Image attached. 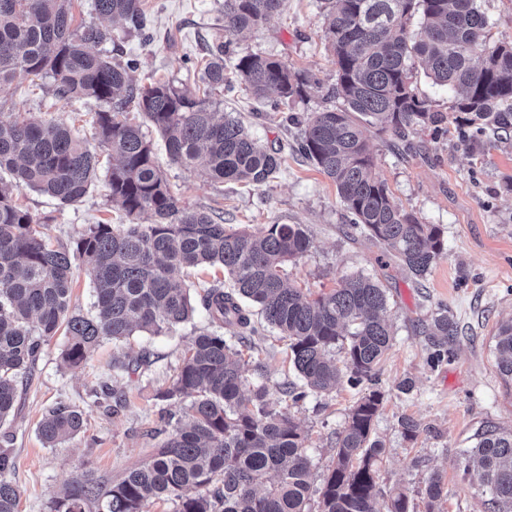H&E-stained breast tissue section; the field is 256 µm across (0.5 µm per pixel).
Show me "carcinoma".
<instances>
[{"mask_svg": "<svg viewBox=\"0 0 512 512\" xmlns=\"http://www.w3.org/2000/svg\"><path fill=\"white\" fill-rule=\"evenodd\" d=\"M71 0H0V85L28 76L52 79L60 101H94L92 127L112 156L105 183L127 223L90 224L72 250L54 247L39 222L14 199L30 189L72 205L98 177L100 158L73 130L55 121L0 116V424L16 410L19 384L33 375L42 346L64 331L63 361L79 365L107 337L123 341L136 332L159 335L192 317L189 288L174 274L220 264L234 281L226 291L203 289L209 329L194 336L165 400L191 398L181 414H168L171 430L145 459L116 483L92 471L68 483L50 512H149L158 502L176 512H378V464L385 453L374 433L383 400L379 390L362 396L336 438L335 465L321 486L311 482L306 437L286 410L266 400V390H244L241 352L227 342L247 329L258 333L241 301L256 305L264 322L288 339L290 361L301 378L284 386L297 404L330 392L343 371L356 385L372 379L392 345L384 317L388 297L378 279L349 276L314 297L289 286L285 263L303 256L310 240L296 224H271L255 233L234 230L214 211L179 205L163 176L133 107L165 141L172 162L203 167L222 182L263 184L284 159L218 116L209 93L237 83L272 110L317 88L312 73L293 71L278 58L232 53L231 41L207 47L203 96L167 81L138 85L132 60L121 62L92 44L108 30L74 23ZM283 0H224V31L238 36L263 26ZM102 19L124 21L151 40L143 0H94ZM488 22L476 0H326L324 38L336 65L332 93L341 106L287 114L301 127L297 151L330 178L352 225L381 247L380 266L398 262L415 278L426 276L446 254L440 227L400 208L375 171L366 127L390 132L406 148L417 128L442 127L447 116L420 98L417 67L434 84L454 92L452 110L478 130H512V44L487 43ZM93 287L95 312L72 306L74 269ZM436 354L455 344L458 326L448 311L424 326ZM497 369L512 381V321L494 334ZM147 357L117 356L112 370L130 372ZM84 413L59 403L39 425L42 440L57 445L84 428ZM464 472L488 496L490 512H512V428L489 427L467 452ZM16 466L0 448V512H18ZM419 494L426 512H440L448 489L434 472ZM406 490L390 493L389 512H411Z\"/></svg>", "mask_w": 512, "mask_h": 512, "instance_id": "carcinoma-1", "label": "carcinoma"}]
</instances>
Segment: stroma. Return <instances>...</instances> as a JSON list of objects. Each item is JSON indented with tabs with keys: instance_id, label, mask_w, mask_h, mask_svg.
<instances>
[{
	"instance_id": "stroma-1",
	"label": "stroma",
	"mask_w": 512,
	"mask_h": 512,
	"mask_svg": "<svg viewBox=\"0 0 512 512\" xmlns=\"http://www.w3.org/2000/svg\"><path fill=\"white\" fill-rule=\"evenodd\" d=\"M223 2L144 0L153 42L143 44L125 25L114 23L105 48L119 60H137L132 73L137 83L161 78L180 89L195 88L206 44L227 38ZM323 13L324 0H285L277 15L237 44L239 50L285 60L321 78V88L309 90L291 105L297 114L325 108L327 88L335 81ZM214 101L216 111L240 118L262 145L282 148L285 162L265 184L215 182L170 163L160 134L146 127L180 205L223 212L225 224L249 232L272 224L300 225L310 247L298 261L286 264L289 283L316 294L338 287L343 277L353 274L381 280L393 332L392 347L372 380L354 385L344 377L333 392L310 395L294 406L282 393L283 384L296 377L287 339L270 328L261 336H245L236 347L252 352L244 374L246 387L265 386L273 407L289 408L308 437L306 453L317 484L334 463L336 436L351 407L370 390L381 391L375 435L386 453L380 466L379 512H385L389 493L397 487L414 492V512H426L417 490L436 471L448 485L442 512H483L480 489L464 475L463 451L473 447L487 427L512 428V385L498 373L493 339L497 324L512 318V131L489 129L475 142L462 138L453 123L444 135L420 129L410 136L412 151L404 152L388 134L369 130L376 170L394 200L422 223L444 231L447 254L417 280L397 264L379 266V248L352 230L332 181L293 152L296 128L284 127L280 117L270 116L239 88L215 95ZM95 109L92 101L57 100L47 78H24L0 87V115L19 112L34 120L64 123L94 151L99 143L89 120ZM15 197L34 219L51 217L49 233L57 247L74 248L88 225L125 221L101 180L73 205L27 189ZM442 307L456 321L459 335L448 361L434 363L421 323ZM207 325L208 316L200 307L171 333L138 332L122 342L103 340L76 367L62 360L64 336L44 345L22 389L19 410L0 425V446L13 449L17 458L12 480L20 490L19 512H50L63 486L83 472L116 481L143 459L157 444V431L165 427L162 410L175 413L182 408L181 402L162 400L160 392L195 332ZM142 353L148 365L113 375V356ZM104 383L126 394L128 403L119 413L106 410L98 392ZM60 402L82 410L85 425L75 438L52 446L42 441L38 427ZM403 416L420 423L416 439L402 436L398 420Z\"/></svg>"
}]
</instances>
